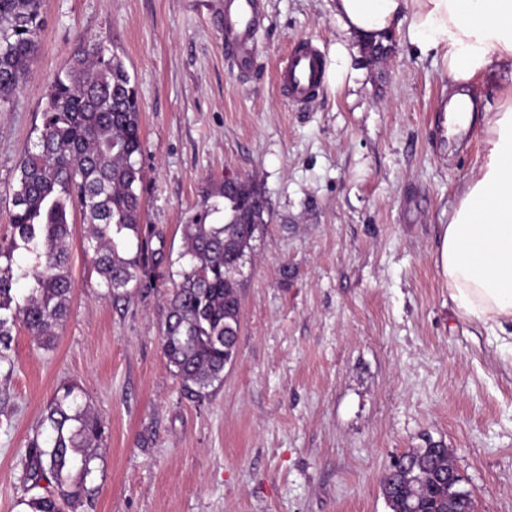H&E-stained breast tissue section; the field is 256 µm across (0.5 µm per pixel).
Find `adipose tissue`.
Here are the masks:
<instances>
[{"mask_svg": "<svg viewBox=\"0 0 512 512\" xmlns=\"http://www.w3.org/2000/svg\"><path fill=\"white\" fill-rule=\"evenodd\" d=\"M342 38L336 85L355 78L349 46L400 38L448 74V130L468 127L483 85L493 86L481 133L485 155L459 195L442 236L440 267L463 317L512 327V0H331Z\"/></svg>", "mask_w": 512, "mask_h": 512, "instance_id": "adipose-tissue-1", "label": "adipose tissue"}]
</instances>
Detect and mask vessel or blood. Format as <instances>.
I'll list each match as a JSON object with an SVG mask.
<instances>
[{"instance_id":"vessel-or-blood-1","label":"vessel or blood","mask_w":512,"mask_h":512,"mask_svg":"<svg viewBox=\"0 0 512 512\" xmlns=\"http://www.w3.org/2000/svg\"><path fill=\"white\" fill-rule=\"evenodd\" d=\"M263 22L260 0H224V38L239 64H246L251 59ZM324 74L320 50L305 42L289 52L278 72V83L288 101L302 107L318 94Z\"/></svg>"}]
</instances>
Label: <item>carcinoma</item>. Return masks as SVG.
Here are the masks:
<instances>
[{
	"mask_svg": "<svg viewBox=\"0 0 512 512\" xmlns=\"http://www.w3.org/2000/svg\"><path fill=\"white\" fill-rule=\"evenodd\" d=\"M42 0H0V104L19 94L34 61L42 27ZM140 106L120 56L99 41L66 61L45 94L43 125L34 150L21 162L0 239V367L10 376L13 332L24 328L50 349L70 310L71 210L86 224L84 245L107 295L120 297L150 285L153 269L173 266L174 283L161 345L184 389L202 396L223 381L236 357L244 267L265 223L262 195L241 180H226L190 224L181 225L176 260L152 248L156 233L143 223L144 170ZM26 282L27 291L17 288ZM76 384L60 387L47 407L48 436L28 445L25 479L55 483L58 495L32 498V512H63L85 492L93 457L88 448L104 426L90 418ZM454 465L446 448H411L381 480L390 512H449Z\"/></svg>",
	"mask_w": 512,
	"mask_h": 512,
	"instance_id": "cac0c4a2",
	"label": "carcinoma"
}]
</instances>
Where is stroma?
<instances>
[{"label":"stroma","instance_id":"stroma-1","mask_svg":"<svg viewBox=\"0 0 512 512\" xmlns=\"http://www.w3.org/2000/svg\"><path fill=\"white\" fill-rule=\"evenodd\" d=\"M262 3L241 71L213 0H44L39 54L0 108V234L43 96L90 38L136 85L144 221L165 250L227 178L252 181L268 216L235 361L198 398L161 346L168 267L107 296L71 213L68 318L48 350L17 329L0 377V512H29L22 462L70 383L105 435L64 512H389L382 477L426 446L449 450L474 512H512V350L460 314L438 263L482 135L447 136V75L398 39L353 57L354 86L291 105L277 83L288 52L309 41L333 64L336 20L327 0Z\"/></svg>","mask_w":512,"mask_h":512}]
</instances>
